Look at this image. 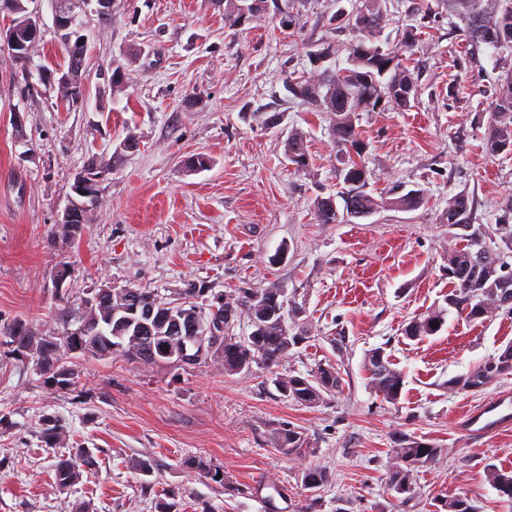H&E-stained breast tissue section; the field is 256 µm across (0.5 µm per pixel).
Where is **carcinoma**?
<instances>
[{"label":"carcinoma","mask_w":512,"mask_h":512,"mask_svg":"<svg viewBox=\"0 0 512 512\" xmlns=\"http://www.w3.org/2000/svg\"><path fill=\"white\" fill-rule=\"evenodd\" d=\"M291 0H252L254 6L245 10L224 8L225 24L232 29H240L247 24L257 22L272 12L279 16L281 29L295 26L290 12ZM384 0H359L351 18V26L357 35L349 45L343 48L351 56L353 74L345 78L341 74L327 69L315 71L297 80H288L284 84L286 92L295 99H302L320 112L335 115L331 125V136L336 145V172L342 179L345 192L340 215L337 209L325 198L315 203V218L320 224H336L345 221L354 213L376 211L384 205L400 210H413L422 204V196L405 193L396 198L377 200L365 191L368 182L367 170L363 161L364 142L356 121L359 113L376 107L383 95L389 94L394 86L400 96L390 98L399 108L410 106L411 99L417 94L413 72L402 59L391 50L377 43L378 34L386 23L387 13L383 8ZM472 24L468 29L469 41L476 46L483 44L497 49L512 48V0H502L498 12L488 14L484 11L482 0H471ZM342 48L334 42H325L317 53L320 58H332ZM485 149L489 156L512 154V73L501 79L496 104L486 120ZM287 155L298 171L309 165L308 154L301 133L295 132L288 139ZM472 201L464 194H458L448 200L446 220L448 226L463 231L459 238L466 241L463 246L448 250V279L453 288L445 298L446 306H438L411 320L404 328V336H430L438 332L435 325H444L449 310L456 311L459 317L469 323H484L492 314L487 302L496 304V309H512V294L507 298L494 295L492 285L495 282L498 259L501 251L512 252V202L503 208L498 219L495 233L499 238L498 246L480 252L477 238L483 236L479 227L468 223ZM211 288L204 281L190 280L185 287L176 292L174 298H164L146 288H114L112 293L91 296L78 304L65 302L58 309L57 320L60 329L45 332L33 329L23 323H14L6 328L7 344L12 352L33 364L53 390H69L75 384V360L85 356L121 357L129 362L153 365L161 361L175 360L177 368L186 369L189 364L180 363L183 358L185 342L183 338L171 333L174 320L186 321L220 320L224 324V334L211 344L209 351L200 359L225 363L228 360L240 362L251 368L254 363H262L270 372L276 373L288 358V345L280 339L281 328L267 325L263 331L262 352L253 354L244 344L237 341L235 327L246 321L254 329L263 325L265 312H275V306L265 303L273 288H238L229 300L233 304L231 320L225 319L224 305L211 303L208 308L198 304V300L208 295ZM133 296L138 302L137 310L127 297ZM86 325V332L80 351H74L73 325ZM498 366L496 376L512 373V345L492 357ZM488 361L475 366L463 377L449 381V386L462 390L469 383H479L482 388L492 384L488 377H480ZM364 368L368 382L374 392L383 399L395 403L400 399L404 387L402 372L394 367L384 349L374 348L365 354ZM341 384L338 372L331 366L320 365L307 375L288 374V393L285 397L301 405L319 404L326 396L336 393ZM41 435L44 442L53 446L59 440L61 432L57 421L43 420ZM276 445L285 454L302 457L314 453L310 438L298 429L284 426L276 433ZM444 454V449L432 442L419 440L408 434H401L393 440L391 456L392 466L388 470L387 484L394 492H399L403 500L414 496L413 474L420 468L435 464ZM93 464L92 453L82 448L76 458H60L55 465V481L61 488L69 487L80 478L77 462ZM187 465L201 472L211 481L223 484L224 478L218 477L220 469L198 458H190ZM486 478L498 495L512 501V471L498 468L487 470ZM301 482L311 491L319 489L329 482V473L319 467H309L302 471ZM435 512H477L466 497L440 493L434 498Z\"/></svg>","instance_id":"obj_1"}]
</instances>
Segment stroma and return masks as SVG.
<instances>
[{
  "label": "stroma",
  "instance_id": "35a3bbf8",
  "mask_svg": "<svg viewBox=\"0 0 512 512\" xmlns=\"http://www.w3.org/2000/svg\"><path fill=\"white\" fill-rule=\"evenodd\" d=\"M357 3L295 0L289 32L267 18L227 29L219 0H112L105 16L89 0L80 12L88 93L69 107L48 83L65 62L55 5L30 0L41 39L27 64L0 46V325L52 328L58 291L77 301L107 282L162 297L188 280L217 293L275 284L309 330L282 373L330 365L342 385L307 407L283 396L257 363L228 375L211 361L183 370L89 356L77 362L74 389L53 391L0 343V512H304L312 495L314 512H432L441 492L467 497L477 512H512L486 478L488 468L512 469V429L479 439L464 424L470 409L512 394V374L475 394L448 387L512 343V311L482 324L451 313L435 335L403 334L450 289L449 198L467 194L472 224L487 231L512 202V156L492 159L483 148L512 53L467 41V0H386L380 41L397 49L413 34L403 58L418 93L408 109L360 113L368 191L391 199L417 189L425 202L320 224L316 199L343 189L331 120L286 98L283 83L312 71L322 42L350 41ZM116 61L130 71L118 87ZM264 113L278 123L263 125ZM297 130L309 155L304 172L286 156ZM131 133L138 149L120 152ZM195 154L211 167L188 171ZM94 158L114 163L99 206L76 240L52 235L75 177ZM63 262L76 274L59 288ZM376 347L404 375L398 403L367 383L363 359ZM47 417L63 430L54 448L41 437ZM284 425L306 433L315 454L297 459L276 448L272 434ZM400 433L444 449L404 502L386 485ZM81 448L93 466L59 488V456ZM191 457L221 467L224 484L187 468ZM135 458L152 469H133ZM308 466L331 475L314 493L301 482Z\"/></svg>",
  "mask_w": 512,
  "mask_h": 512
}]
</instances>
